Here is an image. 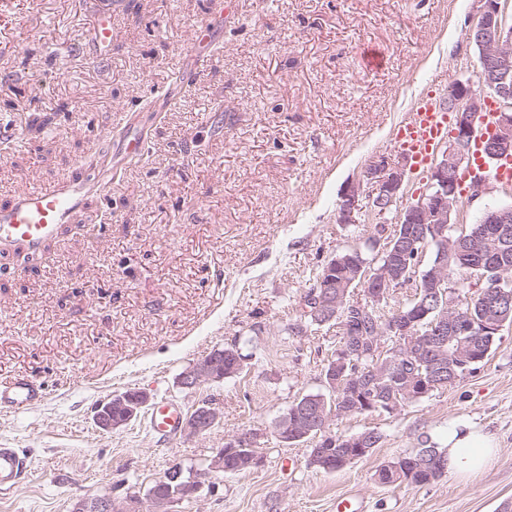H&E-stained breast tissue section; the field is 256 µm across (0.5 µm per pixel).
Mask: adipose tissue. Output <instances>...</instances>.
<instances>
[{
    "label": "adipose tissue",
    "mask_w": 512,
    "mask_h": 512,
    "mask_svg": "<svg viewBox=\"0 0 512 512\" xmlns=\"http://www.w3.org/2000/svg\"><path fill=\"white\" fill-rule=\"evenodd\" d=\"M438 444L444 452L448 472L461 480L483 471L498 453L489 435L466 424L451 425Z\"/></svg>",
    "instance_id": "adipose-tissue-1"
}]
</instances>
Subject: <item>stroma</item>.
<instances>
[{"label":"stroma","instance_id":"stroma-1","mask_svg":"<svg viewBox=\"0 0 512 512\" xmlns=\"http://www.w3.org/2000/svg\"><path fill=\"white\" fill-rule=\"evenodd\" d=\"M112 46L86 42L98 0H0V202L66 176L94 156L104 178L42 257L0 255V381L36 378L46 398L0 409V447L32 457L28 481L0 491V512H71L80 498L147 499L171 463L203 486L170 512H502L512 503V325L453 387L395 413L340 419L377 429L373 452L343 469L310 466L313 441L273 431L293 401L321 391L335 328L297 331L301 300L338 252L378 225L338 221L346 186L374 159L400 160L396 132L414 102L476 83V0H231L216 50L164 111L212 0H121ZM374 49L380 66L366 67ZM143 157L113 168L128 119ZM238 341L243 371L183 388L214 347ZM136 389L190 414L207 398V433L162 439L146 414L112 431L96 407ZM470 423L499 452L466 481L382 486L376 469ZM264 435L257 468L209 464L226 438Z\"/></svg>","mask_w":512,"mask_h":512}]
</instances>
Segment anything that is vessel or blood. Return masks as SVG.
I'll use <instances>...</instances> for the list:
<instances>
[{
  "label": "vessel or blood",
  "mask_w": 512,
  "mask_h": 512,
  "mask_svg": "<svg viewBox=\"0 0 512 512\" xmlns=\"http://www.w3.org/2000/svg\"><path fill=\"white\" fill-rule=\"evenodd\" d=\"M224 15L223 5H216L211 20L202 23L189 47L192 71L203 68L214 44L213 23ZM97 52L112 46V17L100 16L91 33ZM450 116L434 94L419 98L408 120L399 128L397 139L413 168L421 170L429 163L435 146L447 139ZM102 186L101 180L70 176L54 185H34L0 204V251L27 257L41 256L46 243L58 233L61 225L72 223L84 198ZM44 392L34 380L19 376L0 382V408L20 411L41 402ZM182 423L180 407L162 401L148 418L150 430L157 436L175 435ZM32 461L23 449L0 448V490L22 484L28 477Z\"/></svg>",
  "instance_id": "1"
}]
</instances>
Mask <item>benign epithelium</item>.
Returning a JSON list of instances; mask_svg holds the SVG:
<instances>
[{
	"mask_svg": "<svg viewBox=\"0 0 512 512\" xmlns=\"http://www.w3.org/2000/svg\"><path fill=\"white\" fill-rule=\"evenodd\" d=\"M480 3L476 20L469 30L470 38L480 48L481 55L492 65L495 72L508 76L512 73V25L508 23L506 5L502 0H477ZM498 103L494 115V134L485 140L488 152L500 156H512V85L503 80L481 83L477 91L469 84L456 82L448 87L445 97L448 111L456 115V125L451 140L439 151L434 159L426 188L417 202L402 209L397 215L400 224H422L429 230L433 240L442 244L452 242L447 235L452 216L458 206V198L451 188V182L459 170L470 162V147L478 136L475 118L485 110L487 97ZM407 164H392L385 156L372 162L359 179L350 184L341 196L339 204V223L355 222V215L364 211L371 217H381L403 199V185ZM490 190L489 179L479 171L472 175L469 200L475 201ZM418 287L438 288L448 297L444 316L423 328L420 320L396 319L385 324L379 330L381 335H395L398 338L396 348L389 354H397V349L411 350L417 344L434 336L446 334L445 323L453 321L456 325L455 335L482 336L498 334L505 325L500 316L493 314L495 306L504 301H512V276L502 273L498 288L484 296V304L490 308L483 318L481 330L466 323L459 316L465 300L459 295L458 284L448 275L444 256H439L438 263L423 280H417ZM402 287L400 278L390 277L379 272L374 276L364 274L360 287L364 288L368 298L380 300L391 288ZM218 381L215 361L203 356L194 363L182 377V385L193 389L201 384ZM412 385L417 387V397H427L440 390V383H434L420 374L413 377ZM126 394L117 393L108 401L99 405L95 422L104 430L116 428L112 422V406L125 404ZM220 417L218 407L212 400L204 401L194 413L190 414L184 424L183 432L189 437L203 435L217 423ZM181 464H171L162 475L166 485H178L182 494L195 493L199 484L182 483ZM73 512H112V498L101 496L94 500H79L74 503Z\"/></svg>",
	"mask_w": 512,
	"mask_h": 512,
	"instance_id": "1",
	"label": "benign epithelium"
}]
</instances>
